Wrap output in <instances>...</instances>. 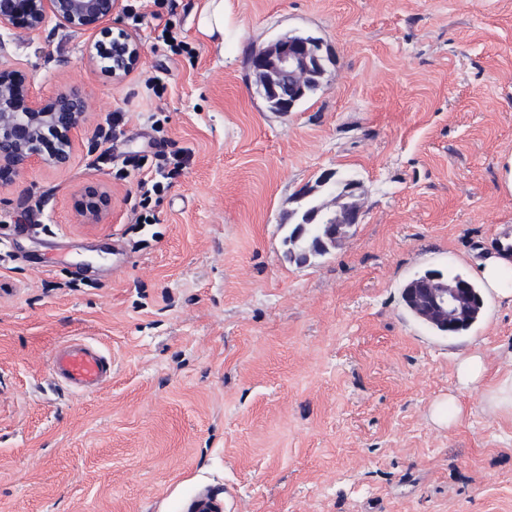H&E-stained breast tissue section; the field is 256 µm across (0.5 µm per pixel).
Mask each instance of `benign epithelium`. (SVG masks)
Masks as SVG:
<instances>
[{
  "mask_svg": "<svg viewBox=\"0 0 512 512\" xmlns=\"http://www.w3.org/2000/svg\"><path fill=\"white\" fill-rule=\"evenodd\" d=\"M121 0H0V28L17 33L41 29L47 17L76 33L99 34L119 11ZM141 45L131 34L122 33L112 55L110 73L116 78L129 74L139 63ZM330 63L323 42L290 39L283 35L266 48L253 53L249 68L258 90L272 102V111L290 112L305 86L325 75ZM86 106L77 94L61 93L48 99L36 96L28 74L17 68L0 66V185L24 176L33 163L49 168H64L71 159L69 149L54 154L41 151L42 142L57 138L72 144V137L85 122ZM361 189L357 181L347 183L342 203L331 210L320 205L318 211L331 215L327 237L338 244L345 228L360 223L361 211L355 198ZM112 207V196L100 184H89L80 191L78 212L95 223ZM407 298L419 317L438 322L448 329L457 327L471 312L483 307L482 298L469 284L456 278L447 280L431 274L419 288L407 290Z\"/></svg>",
  "mask_w": 512,
  "mask_h": 512,
  "instance_id": "1",
  "label": "benign epithelium"
}]
</instances>
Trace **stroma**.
<instances>
[{"label": "stroma", "instance_id": "obj_1", "mask_svg": "<svg viewBox=\"0 0 512 512\" xmlns=\"http://www.w3.org/2000/svg\"><path fill=\"white\" fill-rule=\"evenodd\" d=\"M200 4L122 0L113 26L142 52L119 79L54 17L0 29V63L37 96L87 106L68 167L0 187V512H189L202 494L227 512H512V415L455 380L472 352L488 379L512 371V302L485 295L441 336L402 301L415 275H472L512 239V0H224L220 46ZM291 32L332 62L281 114L248 58ZM116 112L121 150L192 151L157 223H132L136 178L93 149ZM327 170L363 184L361 221L289 261L298 194ZM92 182L112 208L88 224ZM73 338L112 358L99 396L51 381ZM451 395L462 416L435 424ZM112 207V196L101 184H89L80 191L78 212L89 223H96Z\"/></svg>", "mask_w": 512, "mask_h": 512}]
</instances>
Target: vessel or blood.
<instances>
[{"mask_svg": "<svg viewBox=\"0 0 512 512\" xmlns=\"http://www.w3.org/2000/svg\"><path fill=\"white\" fill-rule=\"evenodd\" d=\"M52 378L82 395L100 392L112 377V362L96 346L79 339L64 341L50 356Z\"/></svg>", "mask_w": 512, "mask_h": 512, "instance_id": "b4317fda", "label": "vessel or blood"}]
</instances>
